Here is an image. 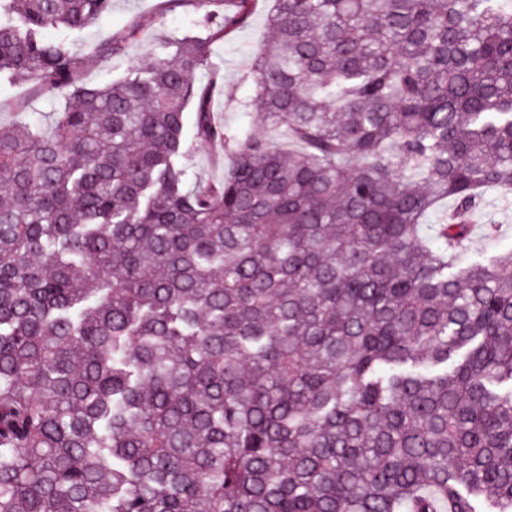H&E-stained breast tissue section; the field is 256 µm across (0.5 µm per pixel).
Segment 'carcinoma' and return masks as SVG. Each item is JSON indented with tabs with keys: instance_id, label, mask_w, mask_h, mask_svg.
<instances>
[{
	"instance_id": "cac0c4a2",
	"label": "carcinoma",
	"mask_w": 512,
	"mask_h": 512,
	"mask_svg": "<svg viewBox=\"0 0 512 512\" xmlns=\"http://www.w3.org/2000/svg\"><path fill=\"white\" fill-rule=\"evenodd\" d=\"M7 2L74 105L0 126V512H512V251L459 216L512 193V0H274L236 128L196 75L254 0L97 87L43 32L112 0ZM186 136L188 138L189 157L183 160L188 170L190 183L196 178L201 181H216L223 174L222 169L214 163V150L210 145L194 141L192 132V109L188 108Z\"/></svg>"
}]
</instances>
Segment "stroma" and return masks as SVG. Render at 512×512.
Here are the masks:
<instances>
[{
  "mask_svg": "<svg viewBox=\"0 0 512 512\" xmlns=\"http://www.w3.org/2000/svg\"><path fill=\"white\" fill-rule=\"evenodd\" d=\"M274 0H258V6L247 25L215 43L213 61L220 69L224 82L216 89L212 106L218 117L232 127L245 120L240 110L242 102L253 95L250 57L253 48L267 34V18ZM222 12L214 0L201 7L197 0H185L177 8H169L166 0H112L109 11L79 31L47 30L46 36L60 40L83 60L79 80L88 85L102 86L123 78L133 64L146 57L166 55V47L155 33L165 27L171 34L199 33L203 30L205 11ZM139 27V37L128 38L131 27ZM115 45V52H106V45ZM65 97L48 93L32 83H23L0 76V123H26L51 133L56 112L65 108ZM472 232L464 244L468 256H492L512 250V203H504L498 194L489 193L485 206L469 218Z\"/></svg>",
  "mask_w": 512,
  "mask_h": 512,
  "instance_id": "35a3bbf8",
  "label": "stroma"
}]
</instances>
